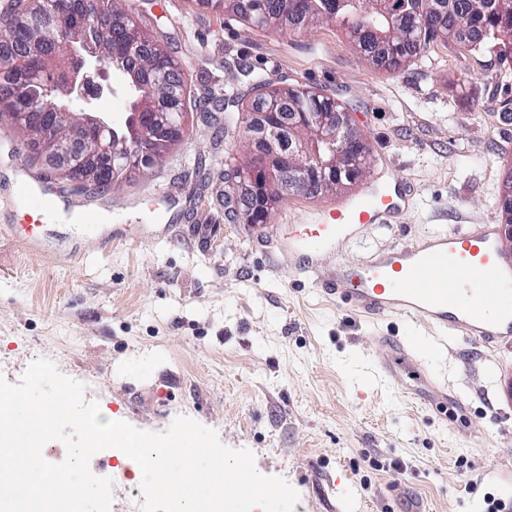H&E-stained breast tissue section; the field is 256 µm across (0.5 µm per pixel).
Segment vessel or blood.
Returning a JSON list of instances; mask_svg holds the SVG:
<instances>
[{"label":"vessel or blood","mask_w":512,"mask_h":512,"mask_svg":"<svg viewBox=\"0 0 512 512\" xmlns=\"http://www.w3.org/2000/svg\"><path fill=\"white\" fill-rule=\"evenodd\" d=\"M17 192L28 200L31 222H40L53 200L51 183L35 188L23 180ZM396 207L391 190L370 187L338 200L312 223L289 225L276 247L291 258V276L313 281L360 316L413 319L489 348L512 340V253L502 247L500 225L457 224L381 249L355 266L340 258L319 264L323 249L343 240L350 225L386 223ZM375 343L387 357L377 366L382 376H389L391 358L400 356L415 380L429 381L410 338L379 336Z\"/></svg>","instance_id":"vessel-or-blood-1"}]
</instances>
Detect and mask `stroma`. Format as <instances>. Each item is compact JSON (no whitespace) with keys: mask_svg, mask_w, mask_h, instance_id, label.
Segmentation results:
<instances>
[{"mask_svg":"<svg viewBox=\"0 0 512 512\" xmlns=\"http://www.w3.org/2000/svg\"><path fill=\"white\" fill-rule=\"evenodd\" d=\"M178 60L192 106L182 141L114 190L61 192L66 208L112 224L97 238L43 219L30 239L18 181L46 168L0 114V376L18 382L45 357L82 382L102 417L152 432L187 416L284 478L300 512H471L512 488V343L494 353L463 337L430 342L420 323L351 314L274 262L265 227L231 222L224 160L241 150L252 85L300 84L336 98L370 145V169L345 188L403 182L409 205L334 246L358 264L373 251L456 224L503 221L512 115L496 57L436 41L409 66L363 61L337 23L284 36L198 0H128ZM97 112L119 125L129 96L105 70ZM336 194L291 196L270 222L301 224ZM415 336L448 389L370 377L374 336ZM91 471L115 481L110 512H129L141 478L108 451Z\"/></svg>","mask_w":512,"mask_h":512,"instance_id":"obj_1","label":"stroma"}]
</instances>
